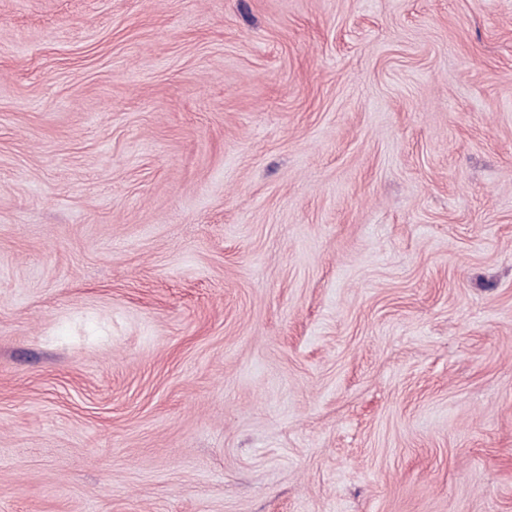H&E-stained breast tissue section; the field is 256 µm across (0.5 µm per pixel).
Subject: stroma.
Here are the masks:
<instances>
[{
	"mask_svg": "<svg viewBox=\"0 0 512 512\" xmlns=\"http://www.w3.org/2000/svg\"><path fill=\"white\" fill-rule=\"evenodd\" d=\"M0 512H512V0H0Z\"/></svg>",
	"mask_w": 512,
	"mask_h": 512,
	"instance_id": "35a3bbf8",
	"label": "stroma"
}]
</instances>
